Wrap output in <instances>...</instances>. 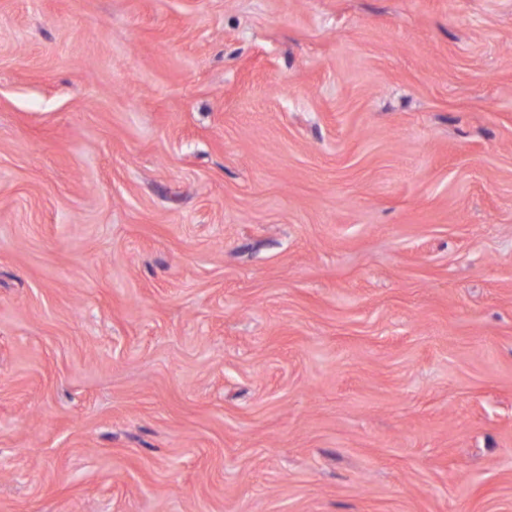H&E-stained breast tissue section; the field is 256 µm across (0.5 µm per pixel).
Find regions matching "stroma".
<instances>
[{"label":"stroma","mask_w":512,"mask_h":512,"mask_svg":"<svg viewBox=\"0 0 512 512\" xmlns=\"http://www.w3.org/2000/svg\"><path fill=\"white\" fill-rule=\"evenodd\" d=\"M0 512H512V0H0Z\"/></svg>","instance_id":"1"}]
</instances>
